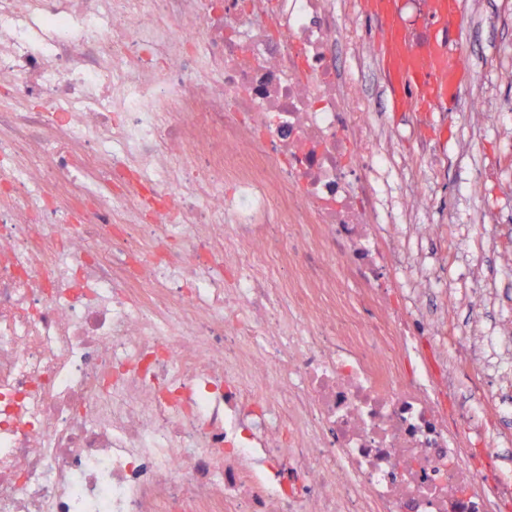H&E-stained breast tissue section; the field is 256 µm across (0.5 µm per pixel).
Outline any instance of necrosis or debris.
Wrapping results in <instances>:
<instances>
[{"instance_id":"necrosis-or-debris-1","label":"necrosis or debris","mask_w":512,"mask_h":512,"mask_svg":"<svg viewBox=\"0 0 512 512\" xmlns=\"http://www.w3.org/2000/svg\"><path fill=\"white\" fill-rule=\"evenodd\" d=\"M349 36L328 0H0L36 105L0 113V512L512 504L402 300L432 270L379 219Z\"/></svg>"}]
</instances>
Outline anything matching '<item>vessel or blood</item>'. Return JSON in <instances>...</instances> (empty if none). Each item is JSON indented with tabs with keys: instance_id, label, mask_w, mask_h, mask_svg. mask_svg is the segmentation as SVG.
<instances>
[{
	"instance_id": "obj_1",
	"label": "vessel or blood",
	"mask_w": 512,
	"mask_h": 512,
	"mask_svg": "<svg viewBox=\"0 0 512 512\" xmlns=\"http://www.w3.org/2000/svg\"><path fill=\"white\" fill-rule=\"evenodd\" d=\"M382 20L380 49L387 64L391 87L417 110L450 108L461 77L460 58L447 36L456 35L463 22L460 0H432L429 16L446 38L429 53H421L398 25L399 0H373Z\"/></svg>"
}]
</instances>
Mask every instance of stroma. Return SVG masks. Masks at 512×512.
Here are the masks:
<instances>
[{"instance_id":"35a3bbf8","label":"stroma","mask_w":512,"mask_h":512,"mask_svg":"<svg viewBox=\"0 0 512 512\" xmlns=\"http://www.w3.org/2000/svg\"><path fill=\"white\" fill-rule=\"evenodd\" d=\"M330 2L356 35L339 48L341 75L357 83L373 128L387 136L389 164L374 183L379 206H399L415 186L409 222L437 227L433 239L404 233L398 240L434 267V287L415 308L445 319L444 350L458 365L452 396L490 413L485 444L512 478V419L494 416L512 405V367L489 348V376L477 378L468 365L476 337L512 333V0H464L456 47L465 64L447 112L398 110L367 0Z\"/></svg>"}]
</instances>
